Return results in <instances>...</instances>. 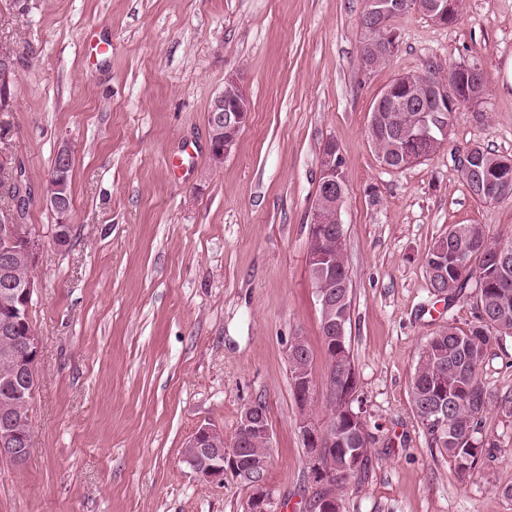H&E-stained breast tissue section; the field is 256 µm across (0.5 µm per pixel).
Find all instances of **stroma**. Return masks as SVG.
<instances>
[{"instance_id":"1","label":"stroma","mask_w":512,"mask_h":512,"mask_svg":"<svg viewBox=\"0 0 512 512\" xmlns=\"http://www.w3.org/2000/svg\"><path fill=\"white\" fill-rule=\"evenodd\" d=\"M363 0H0V46L16 62L0 108V166L24 165V224L40 242L30 309L41 338L30 399L37 446L0 460V512H248L232 474L197 477L188 437H232L263 401L274 512H311L301 415L287 359L306 337L315 381L327 361L307 264L326 141L340 147V211L352 288L347 340L372 454L344 512H512V338L491 336L479 375L493 398L484 470L462 479L430 448L410 379L424 342L468 329L475 300L438 301L424 260L453 224L512 242V199L475 202L457 168L472 144L512 157V0H464L455 23L399 17L398 51L359 63ZM108 42V51L97 48ZM478 61L480 112L452 116L447 146L402 172L367 138L370 109L426 61ZM236 72L252 112L222 165L211 100ZM73 154L71 240L52 239L42 194L56 150Z\"/></svg>"}]
</instances>
